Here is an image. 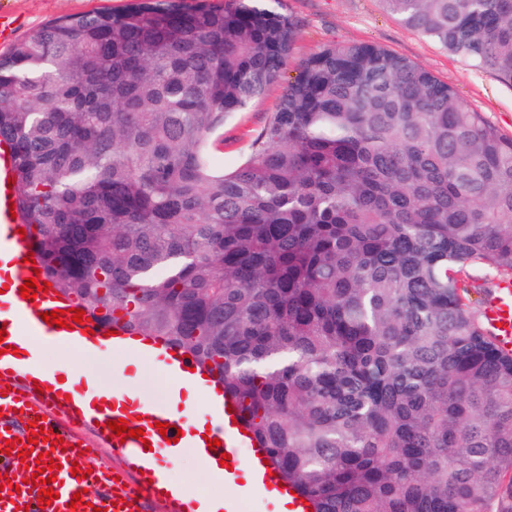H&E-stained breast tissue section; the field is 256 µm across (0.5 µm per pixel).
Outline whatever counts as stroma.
I'll return each mask as SVG.
<instances>
[{"label": "stroma", "mask_w": 512, "mask_h": 512, "mask_svg": "<svg viewBox=\"0 0 512 512\" xmlns=\"http://www.w3.org/2000/svg\"><path fill=\"white\" fill-rule=\"evenodd\" d=\"M128 0H0V54L54 18L119 9ZM284 12L299 24L295 54L287 77H295L302 59L336 43L370 42L405 56L448 83L465 106L482 112L503 134L512 137V84L473 66L433 41L405 28L382 0H282ZM282 85L270 87L245 111L224 125V168L232 170L245 158L247 145L279 108ZM36 365L52 364L59 371L79 367L112 392L134 393L156 405L170 402V377L152 363L127 365L126 355L111 352L87 357L63 345L39 348ZM170 480L205 495L232 494V486L210 477L205 465L185 451L168 463Z\"/></svg>", "instance_id": "1"}]
</instances>
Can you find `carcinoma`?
<instances>
[{"mask_svg": "<svg viewBox=\"0 0 512 512\" xmlns=\"http://www.w3.org/2000/svg\"><path fill=\"white\" fill-rule=\"evenodd\" d=\"M512 82V0H383ZM281 0H132L0 56V140L47 281L191 353L311 512H512V137L373 43L284 81ZM278 111L224 171L221 129ZM485 321L496 338L498 347L512 354V282L497 285L493 298L485 310ZM500 323V327H497Z\"/></svg>", "mask_w": 512, "mask_h": 512, "instance_id": "1", "label": "carcinoma"}]
</instances>
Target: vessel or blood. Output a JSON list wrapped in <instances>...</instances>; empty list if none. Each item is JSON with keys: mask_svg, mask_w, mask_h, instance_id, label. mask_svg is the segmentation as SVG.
<instances>
[{"mask_svg": "<svg viewBox=\"0 0 512 512\" xmlns=\"http://www.w3.org/2000/svg\"><path fill=\"white\" fill-rule=\"evenodd\" d=\"M13 160L7 144L0 143V251L9 253L11 257L10 276L14 284L10 301L0 307V328L6 336L19 337L18 348L21 356L18 362L6 367L0 366V376L32 380L33 366L29 356H26V338L35 339L48 337L58 341H66L74 336H88L89 342L95 348L105 346L115 350L123 349L129 337L123 327H116L113 335H105L103 329H96L94 335H87L85 326L75 325L66 329L56 324L42 320L43 312L56 309L69 310L73 308L72 300L62 298L58 292L37 294L35 300L22 298L19 291L27 278L33 277L34 268L27 263L30 255L28 238L19 234L23 223L20 218L12 216L10 205L15 201V185L12 183ZM485 321L492 330L498 347L505 353L512 354V282L504 281L498 284L493 298L485 310ZM70 410L71 419L75 422H85L93 418L99 423V434L111 446L113 453L119 459L118 465L104 469L90 466L83 451L85 444L82 439L66 427L57 414V407ZM213 410L223 415L224 420L215 424L212 429L213 438L219 439L217 447L206 450L205 458L209 461H221L223 455L237 456L240 449H247L248 475L253 479H261L266 491L275 494L276 498L287 500L290 512H307L302 497L291 494L288 485L282 484L279 477L273 476L272 466L266 465L267 454L264 449L257 447L253 434L243 431H230L228 422L236 420L231 398L212 401ZM140 426L145 433L144 439L132 437L122 439L116 436L108 423L115 420L116 415L111 406L94 410L92 416H85L76 411L74 401L66 400L63 393L54 389L44 390L41 396H34L32 391H18L0 385V476L12 474L20 462H27L28 467L22 472L24 485L6 484L0 490V512H149L151 504H163L166 512H187V504L163 492L161 485L165 480L164 473L159 467L150 463L146 457V447H166L169 439H177L179 447H193L192 438L184 435L182 428L184 420L170 413L167 409L152 403L141 405ZM39 421L45 429L51 430L54 436L63 437L64 448L51 446L50 442L42 440L35 445L33 452L26 459H19L17 453H5L8 440L14 438L27 439L31 436V421ZM167 424L166 432H159V424ZM50 453L59 471L52 487L57 497L52 504L44 506L39 502L38 492L30 491L27 480L38 472L40 466L35 457L40 453ZM79 467L80 477H73L72 467ZM139 475V484H132V475ZM81 494L83 504L72 507L74 494Z\"/></svg>", "mask_w": 512, "mask_h": 512, "instance_id": "1", "label": "vessel or blood"}]
</instances>
